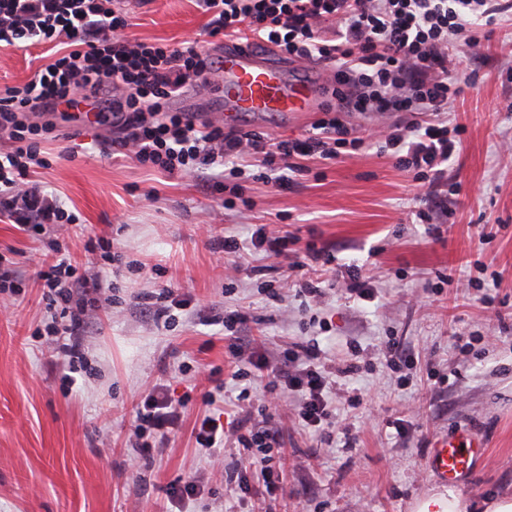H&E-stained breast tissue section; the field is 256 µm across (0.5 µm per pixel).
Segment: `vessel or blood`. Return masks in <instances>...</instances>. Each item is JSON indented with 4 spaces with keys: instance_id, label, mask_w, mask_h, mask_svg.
Here are the masks:
<instances>
[{
    "instance_id": "vessel-or-blood-1",
    "label": "vessel or blood",
    "mask_w": 512,
    "mask_h": 512,
    "mask_svg": "<svg viewBox=\"0 0 512 512\" xmlns=\"http://www.w3.org/2000/svg\"><path fill=\"white\" fill-rule=\"evenodd\" d=\"M213 70L221 78L218 94L226 112L239 118L275 115L295 120L322 107L328 86L320 70H302L272 57H259L247 43L226 45L215 55ZM486 453V442L476 432L463 430L435 437L428 465L439 481L465 483Z\"/></svg>"
}]
</instances>
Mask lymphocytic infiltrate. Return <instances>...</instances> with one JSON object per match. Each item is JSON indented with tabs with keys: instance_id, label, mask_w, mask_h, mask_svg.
Masks as SVG:
<instances>
[{
	"instance_id": "obj_1",
	"label": "lymphocytic infiltrate",
	"mask_w": 512,
	"mask_h": 512,
	"mask_svg": "<svg viewBox=\"0 0 512 512\" xmlns=\"http://www.w3.org/2000/svg\"><path fill=\"white\" fill-rule=\"evenodd\" d=\"M207 21L202 37L253 46H273L293 59L332 61L331 78L337 106L325 110L304 139L270 142L257 134L225 131L211 122L197 125L185 112L168 108L171 99L187 92L209 72L212 61L198 40L173 47L130 40L122 31L126 14L114 0H0V46L24 48L33 42H64L65 51L46 68L35 71L21 86L0 91V131L8 149L0 152V212L27 232L51 233L63 223H75L56 200L28 182L31 168L45 166L39 139L54 126L50 114L67 113L87 103L95 116L111 113L114 127L123 130L112 140L113 151L135 158L168 174L186 175L223 166L226 159L260 158L277 182L298 172V158H337L358 138L340 118L344 112H442L461 88L448 76V37L464 31L470 18L492 17L493 0H201ZM124 96L112 97L114 86ZM46 114L42 124L29 115ZM459 139L448 136L443 123H414L394 130L384 150L413 171L417 179L437 187L441 166L455 153ZM251 245L275 260L288 258L298 237L258 227ZM303 245V244H300ZM304 259L319 263L322 250L306 244ZM117 252L104 250L99 261L76 269L66 259L41 268L37 280L53 300L77 303L70 324L51 321L46 334L56 354L80 357L84 318L112 304L103 284L106 264ZM283 365L275 366L260 350L248 363L268 376L258 407L261 427L246 428L237 418L224 429L241 456L235 475L239 489L251 490L252 479L274 484L280 446L275 410L279 401L301 394L299 424L314 433L336 426L332 400L337 379L359 368L351 362L338 367L321 362L312 346L287 350ZM251 370V371H252ZM180 420L178 403L160 389L149 391L135 410L132 447L149 451L166 439Z\"/></svg>"
}]
</instances>
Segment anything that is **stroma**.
Returning a JSON list of instances; mask_svg holds the SVG:
<instances>
[{
  "instance_id": "obj_1",
  "label": "stroma",
  "mask_w": 512,
  "mask_h": 512,
  "mask_svg": "<svg viewBox=\"0 0 512 512\" xmlns=\"http://www.w3.org/2000/svg\"><path fill=\"white\" fill-rule=\"evenodd\" d=\"M123 8L132 21L126 36L172 46L194 39L207 20L195 0H125ZM53 60L41 43L0 47V89L23 85ZM448 75L462 91L441 119L464 134L438 188L445 207L432 214L437 240L418 217L424 188L377 150V133L415 121L409 112L343 113L363 145L335 160H304L284 184L246 162L241 176L225 180L214 169L170 175L103 156L119 129L95 135L57 125L40 144L47 167L30 178L77 216L58 230L71 255L83 258L88 241L104 236L122 261L104 277L113 304L91 324L69 378L47 348L51 310L33 281L48 238L0 221V267L16 284L0 292V512H164L173 487L195 478L200 493L183 512H413L441 487L427 464L432 439L459 429L487 443L462 497L511 487L512 13L449 36ZM259 224L323 248L329 271L362 266L374 299L337 287L299 298L282 285L286 265L218 248L227 236L249 240ZM141 265L158 272L139 274ZM450 271L455 287L439 285ZM163 287L188 300L167 326L132 301ZM234 317L241 343L261 345L271 361L315 343L322 357L340 363L355 354L362 364L343 380L360 406L336 400L356 446L305 432L300 402L289 398L278 422L284 469L272 495L258 482L242 495L227 481L237 449H218L223 466L210 468L193 432L208 411L203 394L247 365L224 336L223 319ZM461 336L471 343L464 356ZM391 342L407 356L396 372L385 358ZM156 385L185 400L184 417L142 455L129 446L134 406ZM397 419L403 432L391 426Z\"/></svg>"
}]
</instances>
